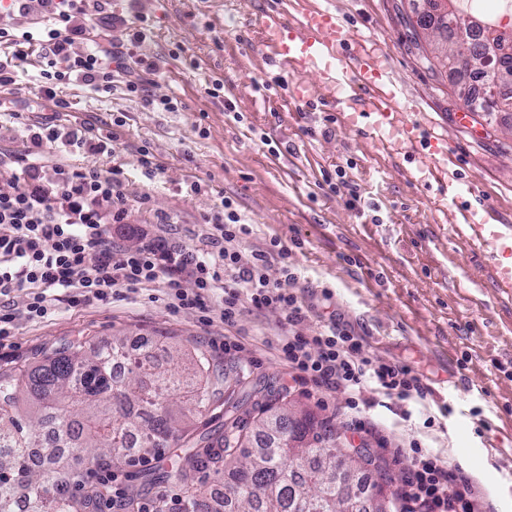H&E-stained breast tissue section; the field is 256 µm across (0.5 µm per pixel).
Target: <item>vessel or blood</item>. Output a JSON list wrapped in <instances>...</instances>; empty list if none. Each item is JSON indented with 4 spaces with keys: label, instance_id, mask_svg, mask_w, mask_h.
<instances>
[{
    "label": "vessel or blood",
    "instance_id": "obj_1",
    "mask_svg": "<svg viewBox=\"0 0 512 512\" xmlns=\"http://www.w3.org/2000/svg\"><path fill=\"white\" fill-rule=\"evenodd\" d=\"M261 46L278 70L323 76L319 92L298 87L300 101L318 99L336 107L341 116L368 129L382 150L427 173L439 187L468 184L436 154L442 140L431 122L414 118L404 102L390 58L373 38L351 34L333 0H275L257 19ZM445 223L464 232L479 251L496 256L492 274L497 287L512 288V234L491 221L489 207L449 208Z\"/></svg>",
    "mask_w": 512,
    "mask_h": 512
}]
</instances>
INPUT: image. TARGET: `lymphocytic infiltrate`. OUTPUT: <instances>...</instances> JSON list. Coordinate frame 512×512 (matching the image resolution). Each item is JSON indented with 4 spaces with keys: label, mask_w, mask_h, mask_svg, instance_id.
Masks as SVG:
<instances>
[{
    "label": "lymphocytic infiltrate",
    "mask_w": 512,
    "mask_h": 512,
    "mask_svg": "<svg viewBox=\"0 0 512 512\" xmlns=\"http://www.w3.org/2000/svg\"><path fill=\"white\" fill-rule=\"evenodd\" d=\"M40 4L49 20L41 70L47 98H55V85L74 75L95 90L110 91L115 69L133 65L145 66L148 75L128 80L126 89L147 95V78L158 68L140 53L148 38L146 29L117 37L127 21L111 14L104 19L102 44L80 51L76 48L84 33L80 20L90 11H102L101 0H40ZM31 140L35 156L14 174L11 189L0 191V297L23 293L29 317L48 316L45 291L49 288L74 289L78 302L104 301L120 288L161 283L172 309L201 311L218 292L224 298L222 318L228 324L245 305L280 309L289 330L272 345L278 358L316 385L347 391L350 409L364 402V391L371 384L400 401L423 397L420 380L408 366L361 358L363 341L348 330L332 325L312 336L293 332L302 317L296 295L287 288L294 275L285 272L283 282L274 284L265 274L268 253L288 256L280 240L271 239L267 251L244 258L238 244L251 235L252 227L231 212L224 221L213 222V250L204 255L154 242L132 250L115 249L105 224L126 210L120 167L45 162L46 151L56 142L96 152L103 147L102 136L80 125L36 132ZM185 276L193 279V291L182 288ZM404 499L407 512H482L467 486L420 447L415 450Z\"/></svg>",
    "instance_id": "obj_1"
}]
</instances>
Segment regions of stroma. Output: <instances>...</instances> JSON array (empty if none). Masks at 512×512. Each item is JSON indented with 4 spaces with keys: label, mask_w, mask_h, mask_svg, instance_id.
I'll return each mask as SVG.
<instances>
[{
    "label": "stroma",
    "mask_w": 512,
    "mask_h": 512,
    "mask_svg": "<svg viewBox=\"0 0 512 512\" xmlns=\"http://www.w3.org/2000/svg\"><path fill=\"white\" fill-rule=\"evenodd\" d=\"M352 29L389 52L409 104L443 135L449 158L488 204L496 223L512 226V112H474L467 127L454 78L415 38L409 0H334ZM269 0H109L106 9L126 19L141 15L151 34L146 60L159 64L150 98L130 94L117 74L110 92L81 80L44 96L39 52L19 62L11 89L0 91V153L28 156L37 126L91 123L117 130L113 152L93 154L68 145L59 153L82 167L120 166L128 215L109 224L113 243L134 249L162 238L210 251L208 216L230 206L253 232L243 255L280 238L287 259L271 258L266 274L280 282L295 276L303 319L294 330L311 336L338 324L363 339L361 357L408 365L424 398L399 402L367 391L374 407L359 415L348 392L291 378L262 345L284 333L282 312L242 307L233 325L220 318L221 295L208 318L172 311L163 287L119 289L107 302L71 303L68 290L47 289L52 312L29 319L22 305L0 298L16 315L13 334L0 342V365L19 366L67 342L99 344L124 334L130 348L152 343L157 361L169 337L186 352L206 350L223 364L226 387L252 401L287 399L331 420L345 452L366 449L380 471L370 482L398 492L413 468L412 444L438 455L479 495L483 512H512V291L495 287L493 260L473 250L442 212L457 205L453 192L428 190L363 128L346 123L321 103L307 105L296 86L318 91V73L289 75L268 66L256 18ZM224 88L211 98L213 80ZM176 98L167 112L160 99ZM149 147L154 172L141 164ZM206 184L201 194L188 186ZM243 348L225 351L229 335ZM453 413L443 416L441 409ZM122 490L138 489L145 502L177 512L178 490L168 481L143 485L130 465H115Z\"/></svg>",
    "instance_id": "stroma-1"
}]
</instances>
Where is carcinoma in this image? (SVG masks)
Returning a JSON list of instances; mask_svg holds the SVG:
<instances>
[{
	"mask_svg": "<svg viewBox=\"0 0 512 512\" xmlns=\"http://www.w3.org/2000/svg\"><path fill=\"white\" fill-rule=\"evenodd\" d=\"M416 25L440 30L462 50L441 49L442 66L458 78L459 95L476 111L512 110V94H501L495 78L479 68L492 53L491 31H459L446 17L425 9ZM184 396L198 413L224 410V435H194L181 426L170 402ZM250 399L224 387V368L197 354L195 368L185 374L134 361L124 340L109 347L63 346L31 366L0 370V512H11L17 490L28 493L26 512H92L109 495L107 486L88 480L70 464L77 457L97 466L126 461L136 466L147 456L179 450L171 471L153 473L149 481L175 480L180 512H305L312 501L322 512H339L330 498V480L347 460L336 459L332 425L310 412H297L290 423L292 447L273 448L252 442L238 415ZM42 448L49 467L29 462L28 449ZM233 462L224 494L207 497L197 474Z\"/></svg>",
	"mask_w": 512,
	"mask_h": 512,
	"instance_id": "1",
	"label": "carcinoma"
}]
</instances>
